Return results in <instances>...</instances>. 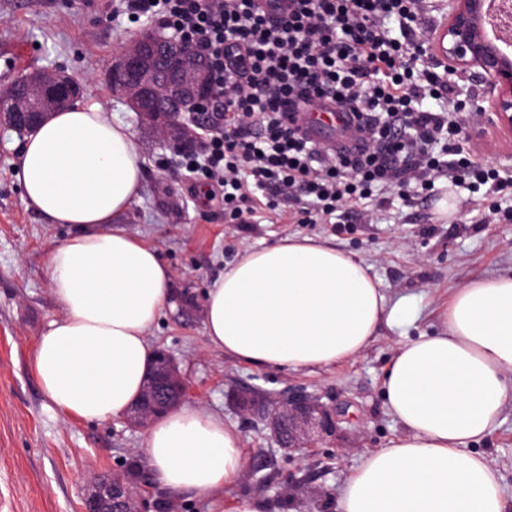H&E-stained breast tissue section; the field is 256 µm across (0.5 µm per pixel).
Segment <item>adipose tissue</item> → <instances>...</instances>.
<instances>
[{
  "instance_id": "ef3b65f1",
  "label": "adipose tissue",
  "mask_w": 512,
  "mask_h": 512,
  "mask_svg": "<svg viewBox=\"0 0 512 512\" xmlns=\"http://www.w3.org/2000/svg\"><path fill=\"white\" fill-rule=\"evenodd\" d=\"M143 173L130 127L95 102L54 113L16 160L25 207L79 227L47 255L62 313L38 337L33 369L54 406L88 421L121 416L139 398L155 356L148 332L169 299L172 269L119 225ZM391 319L371 265L308 237L244 249L205 296L212 347L288 372L358 357ZM441 320L396 349L382 392L404 434L350 472L339 512H512L497 467L471 448L512 399V275L453 289ZM143 453L170 493L218 501L221 512L263 510L224 495L246 457L219 416L171 411L152 424Z\"/></svg>"
}]
</instances>
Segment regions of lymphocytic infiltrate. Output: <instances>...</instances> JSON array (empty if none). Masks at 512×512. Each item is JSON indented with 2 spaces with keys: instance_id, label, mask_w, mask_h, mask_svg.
<instances>
[{
  "instance_id": "lymphocytic-infiltrate-1",
  "label": "lymphocytic infiltrate",
  "mask_w": 512,
  "mask_h": 512,
  "mask_svg": "<svg viewBox=\"0 0 512 512\" xmlns=\"http://www.w3.org/2000/svg\"><path fill=\"white\" fill-rule=\"evenodd\" d=\"M278 2L114 0L115 15L160 23L207 56L215 118L181 165L219 185L232 221L250 223L267 201L309 204L325 224L342 208L368 224L359 203L376 192L512 188L467 150L465 121L440 105L451 88L418 65L431 0H288L283 17ZM316 100L353 116L341 135L356 148L308 138L302 107Z\"/></svg>"
}]
</instances>
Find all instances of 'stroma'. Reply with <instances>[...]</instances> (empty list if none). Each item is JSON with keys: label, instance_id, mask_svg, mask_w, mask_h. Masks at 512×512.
Returning <instances> with one entry per match:
<instances>
[{"label": "stroma", "instance_id": "obj_1", "mask_svg": "<svg viewBox=\"0 0 512 512\" xmlns=\"http://www.w3.org/2000/svg\"><path fill=\"white\" fill-rule=\"evenodd\" d=\"M143 28L113 17L109 0H0V91L20 73L61 69L86 82L85 101H96L128 125L144 165L143 190L121 221L156 248L174 271L171 299L148 333L169 350L189 381L185 406L220 416L240 434L247 464L229 496H246L282 512L286 483L319 490L300 512H337V491L363 456L391 446L403 430L390 414L382 377L402 343L431 333L450 289L476 277L512 273V221L483 223L482 210L465 207L469 190L455 187L438 201L390 196L373 205L369 224H300L289 216L231 224L220 193L201 196V180L185 177L177 156L113 95L104 72L120 46ZM467 111L479 112L468 131L470 151L504 175H512V138L483 111L492 91L479 80L466 84ZM19 138L0 134V512H82L83 500L101 476L121 472L142 448L145 434L119 419L90 422L65 415L45 398L32 366L38 336L61 309L49 286L46 257L76 229L46 224L26 209L15 172ZM287 237L332 241L371 265L392 308L409 306V320L383 326L356 359L331 367L284 372L234 361L208 345L205 294L244 248ZM256 386L276 394L291 388L329 404H350L356 421L342 443L321 442L303 455L283 454L256 421L245 419L231 397ZM512 491V401L498 425L476 445Z\"/></svg>", "mask_w": 512, "mask_h": 512}]
</instances>
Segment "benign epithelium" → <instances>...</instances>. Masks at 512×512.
Listing matches in <instances>:
<instances>
[{"label":"benign epithelium","instance_id":"7a95c632","mask_svg":"<svg viewBox=\"0 0 512 512\" xmlns=\"http://www.w3.org/2000/svg\"><path fill=\"white\" fill-rule=\"evenodd\" d=\"M445 18V79L455 84L473 75L488 83L491 122L511 135L512 0H448ZM108 75L112 93L136 113L140 124L153 127L163 147L174 155L182 151L181 144L176 134L164 132L158 124L161 105L173 111L170 124L186 127L207 110L215 93L204 54L195 48L186 51L178 36L152 27L123 43ZM18 84L24 93L0 114V127L20 138L50 113L74 107L84 90L80 80L60 70L51 71L49 79L42 71L25 75ZM153 366L161 369L165 383L145 388L122 415V423L131 430L148 429L158 415L177 408L187 395L186 377L169 351L158 350ZM242 398L235 402L239 413L261 421L288 456L336 438L354 421L347 407L324 403L302 390L269 396L253 389ZM83 512H145L143 496L116 476L102 477L84 498Z\"/></svg>","mask_w":512,"mask_h":512}]
</instances>
